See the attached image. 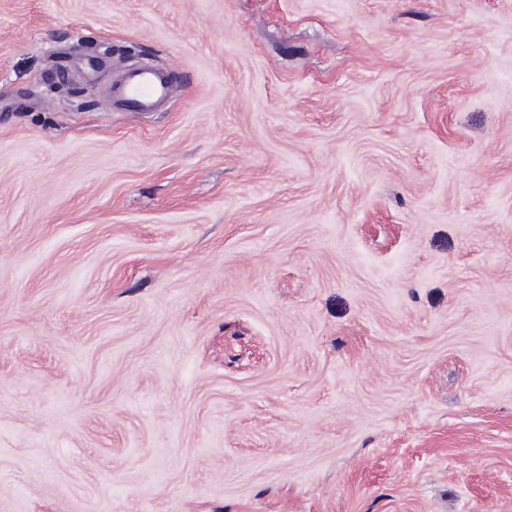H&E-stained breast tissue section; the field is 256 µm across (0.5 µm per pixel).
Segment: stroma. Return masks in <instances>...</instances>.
<instances>
[{"instance_id":"obj_1","label":"stroma","mask_w":512,"mask_h":512,"mask_svg":"<svg viewBox=\"0 0 512 512\" xmlns=\"http://www.w3.org/2000/svg\"><path fill=\"white\" fill-rule=\"evenodd\" d=\"M0 512H512V0H0ZM170 81L167 71H133L112 85L113 108L122 112H152L165 99Z\"/></svg>"}]
</instances>
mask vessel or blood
I'll return each mask as SVG.
<instances>
[{
	"instance_id": "obj_1",
	"label": "vessel or blood",
	"mask_w": 512,
	"mask_h": 512,
	"mask_svg": "<svg viewBox=\"0 0 512 512\" xmlns=\"http://www.w3.org/2000/svg\"><path fill=\"white\" fill-rule=\"evenodd\" d=\"M171 75L166 71L138 70L112 86V103L122 112H150L165 99Z\"/></svg>"
}]
</instances>
